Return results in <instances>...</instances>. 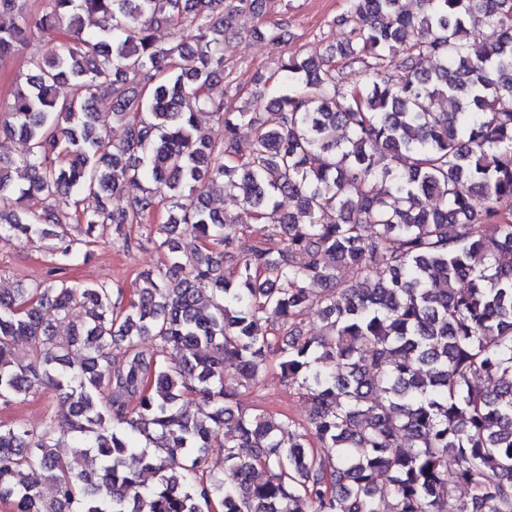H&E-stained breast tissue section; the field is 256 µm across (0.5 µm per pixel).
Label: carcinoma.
Here are the masks:
<instances>
[{
    "instance_id": "cac0c4a2",
    "label": "carcinoma",
    "mask_w": 512,
    "mask_h": 512,
    "mask_svg": "<svg viewBox=\"0 0 512 512\" xmlns=\"http://www.w3.org/2000/svg\"><path fill=\"white\" fill-rule=\"evenodd\" d=\"M262 2L44 0L31 14L0 0V60L34 29L59 34L0 122V241L48 239L63 269L108 231L130 246L125 226L162 207L168 260L125 305L68 279L0 290V405L53 385L87 462L75 471L49 430L1 423L0 500L14 512H445L466 486L457 512H512V0H348L334 19L343 46L279 57L268 116L228 107L224 75L233 14ZM162 22L192 35L160 45ZM258 35L275 49L291 39L286 23ZM338 58L361 83L343 86ZM61 83L75 93L59 97ZM102 96L127 126L118 143L98 123ZM203 109L222 137L201 131ZM128 183L142 195L112 210ZM224 193L263 225L260 242L209 207ZM14 195L45 206L11 211ZM282 196L297 213H281ZM187 231L201 248L185 258L175 234ZM313 306L323 331L306 336ZM271 359L305 391L306 423L240 403ZM212 448L219 475L204 467ZM34 467L53 498L28 480Z\"/></svg>"
}]
</instances>
